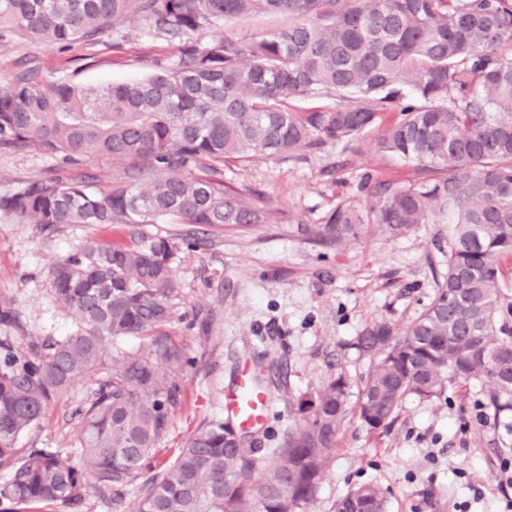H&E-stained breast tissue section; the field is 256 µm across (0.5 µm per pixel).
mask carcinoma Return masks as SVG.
<instances>
[{
  "mask_svg": "<svg viewBox=\"0 0 512 512\" xmlns=\"http://www.w3.org/2000/svg\"><path fill=\"white\" fill-rule=\"evenodd\" d=\"M131 10L177 49L152 75L102 87L27 74L0 83V145L73 169L0 194V211L44 229L131 224L138 238L75 247L54 267L52 291L77 329L38 354L0 355V467L13 468L0 501L78 512L89 492L132 484L167 437L194 364L167 330L180 292L172 258L203 239L142 225L283 224L263 192L224 179L226 162L287 158L375 129L379 149L424 177L377 182L366 208L339 204L309 232L342 245L368 224L402 237L452 219L433 298L403 328L379 322L356 336L353 349L371 362L356 401L336 373L290 403L294 419L275 448L228 419L198 427L141 485L137 512H305L351 413L377 431L408 396L430 400L471 379L488 383V407L512 409L500 281L512 255V0H0V36L95 46ZM258 17L278 24L250 41L196 38ZM103 157L124 165L107 186L84 171ZM128 336L143 343L106 348ZM86 381L96 388L75 448L19 446L60 394ZM336 512H386L384 492L361 485Z\"/></svg>",
  "mask_w": 512,
  "mask_h": 512,
  "instance_id": "1",
  "label": "carcinoma"
}]
</instances>
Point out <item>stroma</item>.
Listing matches in <instances>:
<instances>
[{
  "mask_svg": "<svg viewBox=\"0 0 512 512\" xmlns=\"http://www.w3.org/2000/svg\"><path fill=\"white\" fill-rule=\"evenodd\" d=\"M174 52L132 15L114 46L77 43L61 52L25 36L0 39V80L32 70L47 80L101 86L145 77ZM52 171L63 176L70 168L32 149L0 146V194ZM224 176L262 190L289 221L214 228L200 248L176 252L181 290L169 331L196 364L152 459L156 466L170 462L201 424L223 418L224 392L246 369L261 376L272 397L254 434L262 447H275L291 422L289 399L313 393L340 371L360 387L370 364L348 343L372 323L413 321L447 268L454 230L448 223L424 224L404 237L371 224L341 246L308 234L342 202L365 206L364 177L402 185L419 180L412 166L378 151L374 136L294 159L232 163ZM87 241L128 244L132 229L64 224L46 231L0 213V308L12 313L0 323V351L27 353L75 329V316L54 302L52 269ZM93 388L83 383L60 396L22 436L21 447L73 448ZM487 388L481 380L461 381L432 400L407 397L385 430L371 432L348 419L306 512H336L339 498L366 483L383 489L389 512H512V486L502 474L504 463H512V413L485 408Z\"/></svg>",
  "mask_w": 512,
  "mask_h": 512,
  "instance_id": "35a3bbf8",
  "label": "stroma"
}]
</instances>
